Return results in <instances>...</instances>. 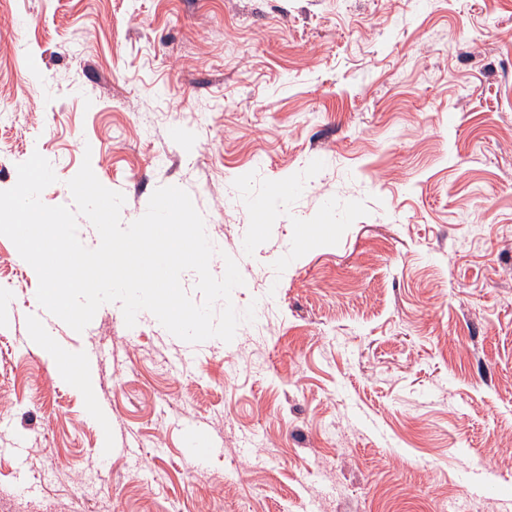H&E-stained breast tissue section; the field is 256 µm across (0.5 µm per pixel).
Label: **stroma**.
<instances>
[{
    "mask_svg": "<svg viewBox=\"0 0 512 512\" xmlns=\"http://www.w3.org/2000/svg\"><path fill=\"white\" fill-rule=\"evenodd\" d=\"M36 152L187 191L266 317L36 336L0 236V512H512V0H0V190Z\"/></svg>",
    "mask_w": 512,
    "mask_h": 512,
    "instance_id": "1",
    "label": "stroma"
}]
</instances>
